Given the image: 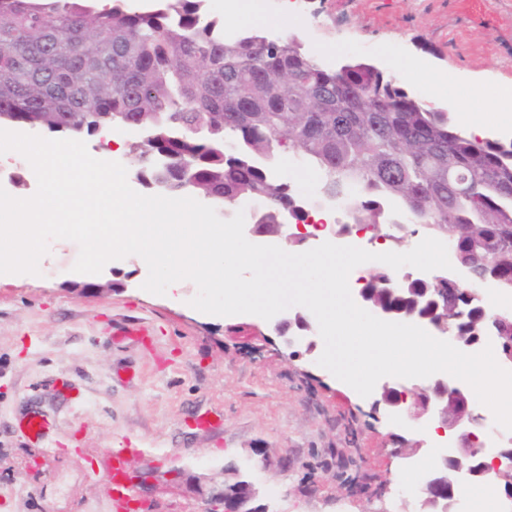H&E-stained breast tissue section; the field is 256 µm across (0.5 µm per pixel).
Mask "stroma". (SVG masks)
Instances as JSON below:
<instances>
[{"label":"stroma","mask_w":512,"mask_h":512,"mask_svg":"<svg viewBox=\"0 0 512 512\" xmlns=\"http://www.w3.org/2000/svg\"><path fill=\"white\" fill-rule=\"evenodd\" d=\"M225 0H209L225 28L295 35L325 67L355 59L377 64L409 95L445 106L456 129L462 113L493 126L495 99L512 87V0H252L236 20ZM265 17L256 25L253 16ZM455 72L457 86H438ZM484 85V100L468 96ZM139 131L86 137L90 154L114 156L138 193L130 151ZM124 150L113 153V141ZM0 187L32 196L37 179L20 154L0 155ZM79 246L54 240L39 272L0 276V512H113L112 455L145 472L127 495L156 512H193L191 474L219 476L235 460L271 512H406L411 484L396 472L392 427L319 366L318 354L291 357L270 320L205 314L181 298L143 290L148 268L131 255L89 276L74 272ZM72 380L78 399L65 396ZM38 413L44 444L18 429ZM214 423L198 427L197 417ZM266 464H259V455Z\"/></svg>","instance_id":"35a3bbf8"}]
</instances>
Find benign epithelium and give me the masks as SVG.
<instances>
[{"label":"benign epithelium","mask_w":512,"mask_h":512,"mask_svg":"<svg viewBox=\"0 0 512 512\" xmlns=\"http://www.w3.org/2000/svg\"><path fill=\"white\" fill-rule=\"evenodd\" d=\"M285 225L277 224L272 231L263 224L247 225V232L256 238L283 239L289 245L301 246L312 237L310 233L284 234ZM451 270L442 269L429 277L434 287L426 288L414 296L415 303H424L425 311L413 310L404 314L384 309L370 298L365 290L358 293L362 308L372 315L390 322L411 321L424 328L432 327L443 334H451L460 349H471L477 344L492 339L500 347V358L512 364V320L501 314L484 318L482 333L460 336L455 324L464 317L465 303L458 299L459 292L467 295V301L478 299L477 288L487 283L484 278H471L468 270L455 259L454 249H449ZM382 399L375 400L374 413H383L394 419L398 432L391 434L394 453L410 459L421 452H428L425 427L439 425L448 430L451 453L438 459L430 468L426 481L420 489L423 512H451L455 491L462 480L494 475L500 478L512 475V448H502L491 462L482 459L483 447L475 440L476 434L466 430L467 426H482L483 418L469 408V392L452 377L442 376L428 383L415 384L406 392L390 382L381 384ZM479 459V467L471 460ZM236 464L222 469V478L216 479L203 473L193 474L186 483L199 504L196 512H268L260 502V493L251 481L238 482Z\"/></svg>","instance_id":"1"}]
</instances>
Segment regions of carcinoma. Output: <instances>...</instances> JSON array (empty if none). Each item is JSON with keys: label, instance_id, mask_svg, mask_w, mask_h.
Segmentation results:
<instances>
[{"label": "carcinoma", "instance_id": "cac0c4a2", "mask_svg": "<svg viewBox=\"0 0 512 512\" xmlns=\"http://www.w3.org/2000/svg\"><path fill=\"white\" fill-rule=\"evenodd\" d=\"M206 2L133 11L122 0L101 9L0 0V114L51 132L137 128L139 181L159 180L170 196L191 183L226 206L257 199L259 224L304 219L273 174L299 156L341 204L340 230L421 224L451 234L473 276L493 275L512 293V142L466 136L385 75L358 63L341 76L291 37L228 38ZM479 243L494 249L493 266ZM388 277L378 268L365 287L389 308L434 287L407 278L393 293ZM481 313L473 303L459 335L473 334Z\"/></svg>", "mask_w": 512, "mask_h": 512}]
</instances>
